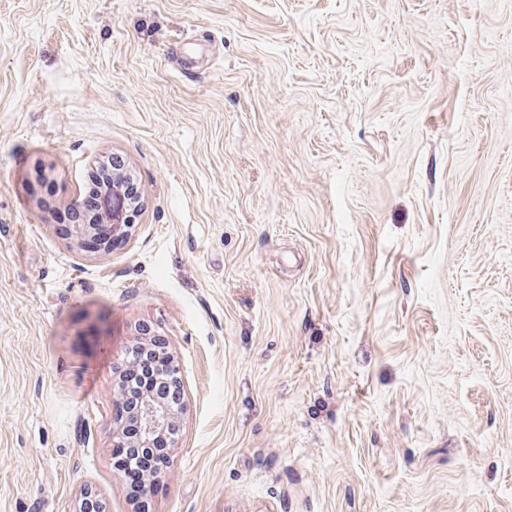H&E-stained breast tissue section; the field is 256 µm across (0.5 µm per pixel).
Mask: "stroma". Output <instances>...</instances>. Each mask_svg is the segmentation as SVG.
<instances>
[{"label":"stroma","mask_w":512,"mask_h":512,"mask_svg":"<svg viewBox=\"0 0 512 512\" xmlns=\"http://www.w3.org/2000/svg\"><path fill=\"white\" fill-rule=\"evenodd\" d=\"M113 155L143 209L77 254L29 198ZM142 325L149 512H512V0H0V512H135ZM141 341L140 337L135 342L136 349L132 350L127 363L119 369L123 361L117 368L119 369L117 384L121 395L116 407V420L126 436L132 439L137 438L140 428V437L136 441L127 443L131 448H121L125 447L126 443L117 422L112 431L113 448H118L113 456L117 460L116 463L126 487L134 496L146 476L162 473L167 463L166 450L169 435L157 436L153 446L149 449L145 448L150 447L152 437L157 433L167 428L172 430L178 428L179 422L181 423L180 416L185 408L183 378L178 364L171 356L165 365L160 363L158 367L165 389L164 395L169 393L168 401L165 402L153 395L142 400L143 396L149 393L160 392L162 384L156 371V363L161 354H164L166 345L160 339L153 337L150 338L151 350L140 351L147 349L145 342ZM177 401L179 403H176ZM136 408V415H134Z\"/></svg>","instance_id":"stroma-1"}]
</instances>
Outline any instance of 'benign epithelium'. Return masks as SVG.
<instances>
[{"instance_id": "benign-epithelium-1", "label": "benign epithelium", "mask_w": 512, "mask_h": 512, "mask_svg": "<svg viewBox=\"0 0 512 512\" xmlns=\"http://www.w3.org/2000/svg\"><path fill=\"white\" fill-rule=\"evenodd\" d=\"M128 173L123 171L105 170L104 186L101 191L98 207L91 217H83L69 224L67 240L69 246L78 254L89 251V244L97 237L99 229L107 226L117 235L128 233L135 223L141 209V201L124 193L123 183ZM81 201L70 199L61 201L52 211H47L45 202L40 197H34L30 206L38 214L51 213V217L70 216L79 209ZM165 392L169 393L168 401H163L153 395L142 400L136 411V419L140 428V437L136 441L125 443L119 425H114L112 431L113 447L127 445L131 448L150 447L152 437L170 428L179 426L180 412L184 411V383L178 364L169 359L166 364L158 367ZM76 512H104L98 494L91 489H85L79 499Z\"/></svg>"}]
</instances>
